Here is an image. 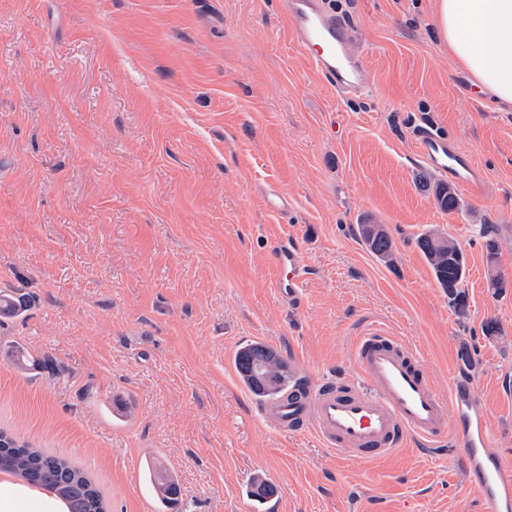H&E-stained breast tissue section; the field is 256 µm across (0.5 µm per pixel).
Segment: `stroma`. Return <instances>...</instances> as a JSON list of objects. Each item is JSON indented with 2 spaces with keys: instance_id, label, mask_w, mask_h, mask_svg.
<instances>
[{
  "instance_id": "stroma-1",
  "label": "stroma",
  "mask_w": 512,
  "mask_h": 512,
  "mask_svg": "<svg viewBox=\"0 0 512 512\" xmlns=\"http://www.w3.org/2000/svg\"><path fill=\"white\" fill-rule=\"evenodd\" d=\"M434 7L336 0L372 78L345 100L280 0H0V290L33 298L0 323V349L38 362L0 356V428L94 473L112 512H158L153 459L177 474L184 512H490L447 457L407 447L359 465L312 429L280 433L233 363L258 341L293 378H352L358 330L381 325L440 393L478 379L512 454V112L476 90ZM425 124L486 177L459 211L418 182ZM273 188L287 212L268 209ZM363 224L384 226L393 264ZM431 230L466 254V315L416 245ZM291 238L310 269L297 305L273 265ZM257 476L271 504L248 496ZM359 232L371 253L387 264L393 263V242L383 225L363 224L360 225Z\"/></svg>"
}]
</instances>
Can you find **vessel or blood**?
I'll return each mask as SVG.
<instances>
[{"mask_svg": "<svg viewBox=\"0 0 512 512\" xmlns=\"http://www.w3.org/2000/svg\"><path fill=\"white\" fill-rule=\"evenodd\" d=\"M301 54L337 94L366 96L369 73L351 52L346 21L330 13L322 0H281ZM420 160L457 186L475 191L482 185L473 161L432 127L415 132ZM297 242L279 243L273 262L284 278L279 293L296 301L308 271ZM352 361L357 378H314L304 372L288 394L259 407L278 431L294 434L304 421L324 447L346 460L368 463L413 445L426 453L460 457L468 482L491 512H512V462L495 448L489 419L476 396V379L455 380L440 395L422 355L389 330L372 325L354 339ZM14 474L0 472V491L13 494L17 512H40L44 499L35 489L19 493Z\"/></svg>", "mask_w": 512, "mask_h": 512, "instance_id": "1", "label": "vessel or blood"}]
</instances>
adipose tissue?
Masks as SVG:
<instances>
[{
	"label": "adipose tissue",
	"instance_id": "1",
	"mask_svg": "<svg viewBox=\"0 0 512 512\" xmlns=\"http://www.w3.org/2000/svg\"><path fill=\"white\" fill-rule=\"evenodd\" d=\"M433 24L478 91L512 112V0H436Z\"/></svg>",
	"mask_w": 512,
	"mask_h": 512
}]
</instances>
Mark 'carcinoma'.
<instances>
[{
  "label": "carcinoma",
  "mask_w": 512,
  "mask_h": 512,
  "mask_svg": "<svg viewBox=\"0 0 512 512\" xmlns=\"http://www.w3.org/2000/svg\"><path fill=\"white\" fill-rule=\"evenodd\" d=\"M439 207L451 213L458 209L459 201L454 189L445 184L434 185ZM360 236L371 253L381 261H394L393 242L381 224L359 225ZM417 246L432 268L435 279L448 293L452 303L462 308L465 299L459 290L466 271V255L451 239L443 241L435 232L418 236ZM29 305L23 294L0 291V318L17 317ZM234 364L244 385L257 397L270 400L276 398L291 382L288 363L269 346L253 342L240 347L234 355ZM266 367L269 382L262 384L254 375L257 366ZM0 469H7L27 483L49 485L56 491L60 512H110V505L89 472L71 461L53 455L30 443L17 440L10 433L0 429ZM145 480L154 490L160 504L169 509L180 494L177 475L158 464L149 463Z\"/></svg>",
  "instance_id": "1"
}]
</instances>
